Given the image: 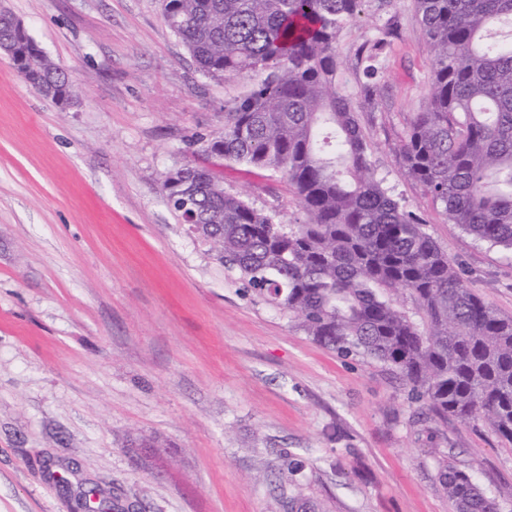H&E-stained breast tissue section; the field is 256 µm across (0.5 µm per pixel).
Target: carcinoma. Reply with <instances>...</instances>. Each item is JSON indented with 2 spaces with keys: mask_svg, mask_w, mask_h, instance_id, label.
Returning a JSON list of instances; mask_svg holds the SVG:
<instances>
[{
  "mask_svg": "<svg viewBox=\"0 0 512 512\" xmlns=\"http://www.w3.org/2000/svg\"><path fill=\"white\" fill-rule=\"evenodd\" d=\"M364 0H163V19L198 69L213 79L265 77L224 112V131L201 137L227 166L278 173L302 220L278 224L198 167L163 184L180 223L214 245L246 291L287 313L312 340L396 373L434 415L481 420L512 443V317L468 286L465 270L379 179L359 113L338 75L336 44ZM430 49V84L400 133L398 162L450 224L512 255V0H413ZM0 11V38L18 39ZM397 22L377 28L356 53L358 94L375 104L379 52ZM36 91L74 90L49 57L36 56ZM408 296L418 323L399 298ZM454 512H497L467 472L439 474Z\"/></svg>",
  "mask_w": 512,
  "mask_h": 512,
  "instance_id": "cac0c4a2",
  "label": "carcinoma"
}]
</instances>
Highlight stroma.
Masks as SVG:
<instances>
[{
    "mask_svg": "<svg viewBox=\"0 0 512 512\" xmlns=\"http://www.w3.org/2000/svg\"><path fill=\"white\" fill-rule=\"evenodd\" d=\"M0 8L81 93L57 106L0 56V512H82L90 490L118 512H279L297 494L316 512H452L443 460L512 512L511 444L314 342L175 218L166 174L203 164L196 137L223 131L253 76L199 72L162 0ZM392 15L377 102L352 100L377 176L512 316V259L448 223L397 160L430 82L413 0H365L339 75L355 89L356 52ZM224 188L276 222L299 215L280 175L237 165Z\"/></svg>",
    "mask_w": 512,
    "mask_h": 512,
    "instance_id": "1",
    "label": "stroma"
}]
</instances>
